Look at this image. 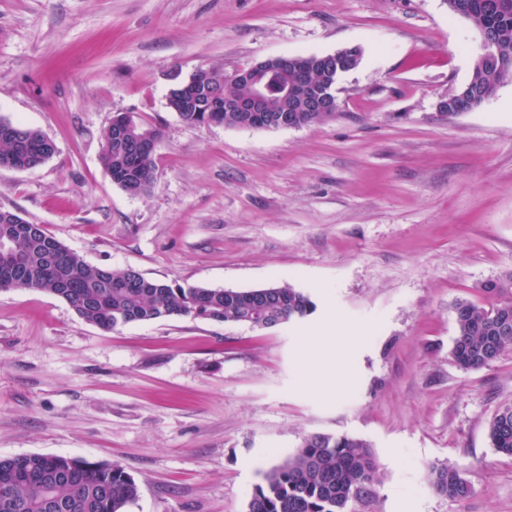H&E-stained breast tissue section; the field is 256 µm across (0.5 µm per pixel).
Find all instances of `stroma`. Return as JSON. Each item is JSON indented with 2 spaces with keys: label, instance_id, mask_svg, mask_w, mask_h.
<instances>
[{
  "label": "stroma",
  "instance_id": "obj_1",
  "mask_svg": "<svg viewBox=\"0 0 512 512\" xmlns=\"http://www.w3.org/2000/svg\"><path fill=\"white\" fill-rule=\"evenodd\" d=\"M361 52L336 116L190 125L175 78L280 55ZM446 0H0V120L56 151L0 169V209L88 264L184 286L289 284L316 304L272 329L189 317L103 330L61 298L0 291V458L122 465L126 512H248L305 435L367 441L383 480L351 512H512V349L460 370L454 305L512 276V80L449 118L481 54ZM164 131L133 195L101 162L114 113ZM450 464L471 486L435 494ZM488 435L497 452L512 456V405L498 410L489 422Z\"/></svg>",
  "mask_w": 512,
  "mask_h": 512
}]
</instances>
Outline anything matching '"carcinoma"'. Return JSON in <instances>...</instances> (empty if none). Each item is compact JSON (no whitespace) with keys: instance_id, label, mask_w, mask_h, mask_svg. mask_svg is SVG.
<instances>
[{"instance_id":"1","label":"carcinoma","mask_w":512,"mask_h":512,"mask_svg":"<svg viewBox=\"0 0 512 512\" xmlns=\"http://www.w3.org/2000/svg\"><path fill=\"white\" fill-rule=\"evenodd\" d=\"M449 10L468 19L476 28L491 32L498 54L474 66L470 82L482 100L501 81L512 78V0H447ZM343 67L328 69L315 57L301 56L303 75L288 73V84L297 96L305 83L337 82L341 73L359 63L355 49L340 51ZM208 98L222 101L246 93V87L226 83L224 73L211 69L206 76ZM269 119L288 110L283 96V76L267 77ZM169 108L191 125L253 127L251 112H196L184 100L181 83L171 88ZM295 124L312 126L335 116L333 112H291ZM126 128L122 139L103 133L102 163L112 181L130 194L147 191L155 179L154 155L139 147L149 134L162 141L159 126L136 112L113 115ZM49 137L38 130L9 122L0 125V158L17 168H32L48 157ZM0 234L13 239L14 255L0 259V278H10L24 289L39 290L64 299L79 317L105 330L135 322L181 316L214 323L247 324L253 328L283 320L297 322L311 315V297L288 285L276 284L250 290L213 289L169 284L144 277L133 269L92 266L39 224L0 210ZM482 290L488 305L470 301L454 305L456 336L452 348L455 364L477 370L512 349V297L503 285L487 282ZM495 450L512 456V405L501 407L488 425ZM382 481L379 463L370 445L358 438L310 434L294 453L272 467L255 488L249 512H347L351 502H363L376 493ZM431 485L440 496L467 498L471 488L461 472L436 466ZM138 497L134 478L118 463L90 462L78 457L28 455L0 459V512H125Z\"/></svg>"}]
</instances>
